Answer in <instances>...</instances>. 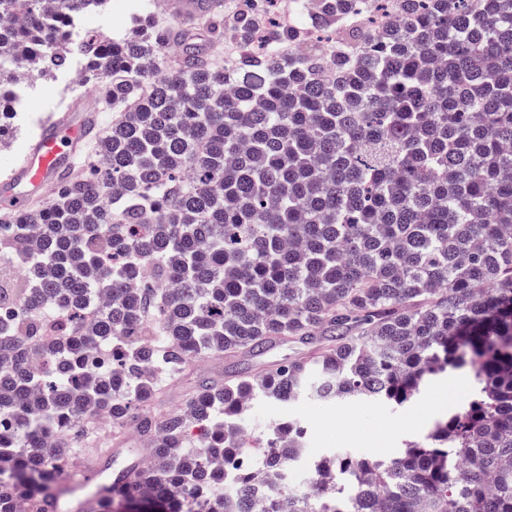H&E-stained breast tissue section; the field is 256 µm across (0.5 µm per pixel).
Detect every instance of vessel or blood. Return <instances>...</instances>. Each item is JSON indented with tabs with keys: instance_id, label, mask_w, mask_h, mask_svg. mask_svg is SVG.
I'll return each instance as SVG.
<instances>
[{
	"instance_id": "b4317fda",
	"label": "vessel or blood",
	"mask_w": 512,
	"mask_h": 512,
	"mask_svg": "<svg viewBox=\"0 0 512 512\" xmlns=\"http://www.w3.org/2000/svg\"><path fill=\"white\" fill-rule=\"evenodd\" d=\"M159 5L181 19L193 17L201 8L200 0H159ZM98 126L96 109L81 99L75 100L61 117L44 122L21 163L0 182V207L12 211L27 209L30 192L42 193L58 183L61 175L74 167L85 139ZM101 475V467L91 464L62 476V483L74 494L71 512H98L97 501L82 496L81 491L97 483Z\"/></svg>"
}]
</instances>
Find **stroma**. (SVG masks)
I'll use <instances>...</instances> for the list:
<instances>
[{
  "mask_svg": "<svg viewBox=\"0 0 512 512\" xmlns=\"http://www.w3.org/2000/svg\"><path fill=\"white\" fill-rule=\"evenodd\" d=\"M157 13L155 0H110L106 14L87 16L83 26L88 30H109L118 36L131 35L136 31L139 17ZM78 97L98 108L100 126L111 124L112 113L100 106L97 95L85 89L73 90L67 72H57L52 80L34 87L30 111L16 113L15 117L7 119V129L0 136V180L8 175L11 165L36 138L43 121L65 112ZM228 365V360L221 356L198 358L179 377L164 379L162 409L182 405L200 378L223 379ZM455 380L452 373L432 380L416 403L404 411L359 400L323 402L306 398L289 405L255 400L242 417V426L251 436L245 452L260 456L256 436L264 434L275 423L295 419L305 427L307 447L313 454L392 457L405 440L428 433L436 420L444 416L446 408L456 407L463 399L464 394L455 387Z\"/></svg>",
  "mask_w": 512,
  "mask_h": 512,
  "instance_id": "35a3bbf8",
  "label": "stroma"
}]
</instances>
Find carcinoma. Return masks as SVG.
I'll return each mask as SVG.
<instances>
[{
  "label": "carcinoma",
  "instance_id": "cac0c4a2",
  "mask_svg": "<svg viewBox=\"0 0 512 512\" xmlns=\"http://www.w3.org/2000/svg\"><path fill=\"white\" fill-rule=\"evenodd\" d=\"M107 2L0 0V91L77 54L115 111L97 164L0 224L23 265L0 289V512H62L54 443L90 412L152 449L103 512H512V0H403L382 32L388 0H303L286 28L277 0H243L201 21L243 44L231 77L163 40L181 22L76 27ZM277 341L313 351L156 411L192 359ZM462 369L470 393L394 457H321L309 491L252 493L305 431L279 425L251 461V401L400 410Z\"/></svg>",
  "mask_w": 512,
  "mask_h": 512
}]
</instances>
